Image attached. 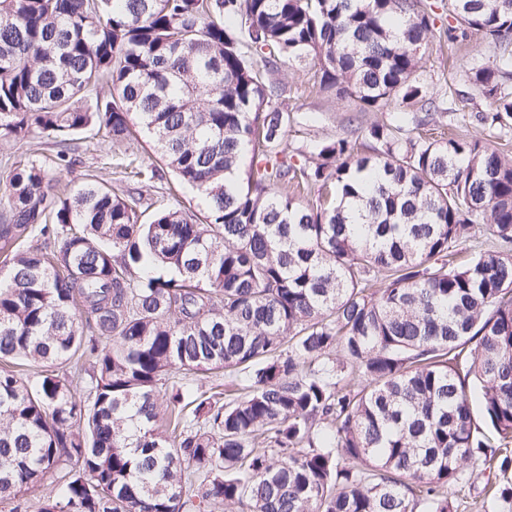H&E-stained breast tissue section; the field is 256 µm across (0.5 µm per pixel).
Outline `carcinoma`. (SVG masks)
Here are the masks:
<instances>
[{
    "instance_id": "obj_1",
    "label": "carcinoma",
    "mask_w": 512,
    "mask_h": 512,
    "mask_svg": "<svg viewBox=\"0 0 512 512\" xmlns=\"http://www.w3.org/2000/svg\"><path fill=\"white\" fill-rule=\"evenodd\" d=\"M470 32L491 55L456 78L510 132L512 0H0V142L46 134L68 166L87 132L143 137L157 163L119 166L200 205L147 217L141 193L12 163L0 498L54 476L39 512H454L471 468L512 469V157L409 133L456 111L423 45ZM287 62L406 109L292 163L267 78ZM478 224L495 243L460 264Z\"/></svg>"
}]
</instances>
